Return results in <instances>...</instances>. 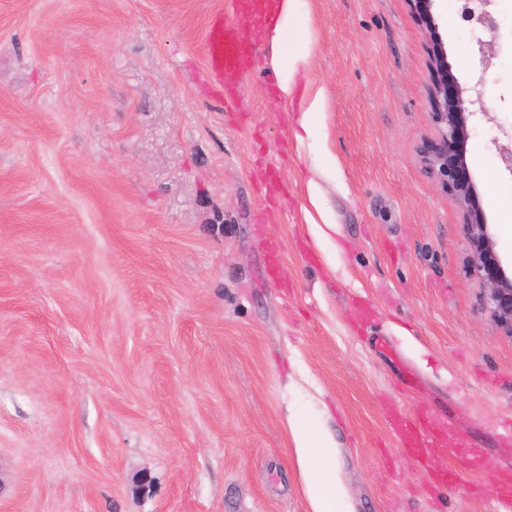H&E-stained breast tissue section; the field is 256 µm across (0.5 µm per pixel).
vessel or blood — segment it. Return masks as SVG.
<instances>
[{
	"label": "vessel or blood",
	"instance_id": "vessel-or-blood-1",
	"mask_svg": "<svg viewBox=\"0 0 512 512\" xmlns=\"http://www.w3.org/2000/svg\"><path fill=\"white\" fill-rule=\"evenodd\" d=\"M251 11L260 14L267 24L274 23L278 16L273 0H227L224 15L215 16L208 25L204 36L205 56L215 78H222L229 70L248 71L247 61L255 48L241 41L239 27ZM391 425L405 452L426 463L432 462L448 440L445 428L405 413L393 415Z\"/></svg>",
	"mask_w": 512,
	"mask_h": 512
}]
</instances>
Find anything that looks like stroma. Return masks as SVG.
I'll list each match as a JSON object with an SVG mask.
<instances>
[{"label":"stroma","mask_w":512,"mask_h":512,"mask_svg":"<svg viewBox=\"0 0 512 512\" xmlns=\"http://www.w3.org/2000/svg\"><path fill=\"white\" fill-rule=\"evenodd\" d=\"M462 6L435 0L431 32L409 0H303L286 98L263 27L251 75L211 79L224 0H0V512H312L297 402L351 512H496L512 336L422 164L433 42L467 87L497 39L460 152L512 265V0L493 32ZM395 408L448 426L459 485L403 455Z\"/></svg>","instance_id":"obj_1"}]
</instances>
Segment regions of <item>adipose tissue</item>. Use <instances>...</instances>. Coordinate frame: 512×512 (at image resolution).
<instances>
[{
	"instance_id": "obj_1",
	"label": "adipose tissue",
	"mask_w": 512,
	"mask_h": 512,
	"mask_svg": "<svg viewBox=\"0 0 512 512\" xmlns=\"http://www.w3.org/2000/svg\"><path fill=\"white\" fill-rule=\"evenodd\" d=\"M301 0H279L281 24L270 36V52L265 63L280 78L283 95H291L294 79L308 60L307 50L290 53L280 47L284 25L290 24L299 13ZM305 411L293 406L288 410V426L292 432L299 463L306 478V488L312 512H349L345 499L326 486L324 471L334 463L336 443L329 432H310L304 427Z\"/></svg>"
}]
</instances>
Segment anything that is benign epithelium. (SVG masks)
Here are the masks:
<instances>
[{"instance_id": "7a95c632", "label": "benign epithelium", "mask_w": 512, "mask_h": 512, "mask_svg": "<svg viewBox=\"0 0 512 512\" xmlns=\"http://www.w3.org/2000/svg\"><path fill=\"white\" fill-rule=\"evenodd\" d=\"M416 13L430 29L436 28L435 18L431 12L433 0H411ZM492 0H465V12L468 18L489 29L494 23L488 10ZM479 65L481 71L488 70L496 55V43L478 44ZM431 85L429 95L434 109L435 122L439 129L438 147L425 158L429 172L437 177L443 186H452L456 200L463 212L465 224L469 229L478 250L474 256V268L477 273L486 269L493 271L490 276L483 277L486 304L501 327L512 335V276L502 267L493 249V240L488 232L483 213L478 205L477 191L466 174L456 175L448 166V152L458 148L468 135L469 117L475 111L471 105H479L481 112H487L483 104L484 91L482 80L463 89L456 82H449V65L444 45L438 43L433 49L431 59ZM469 92L475 98L464 99L463 93Z\"/></svg>"}]
</instances>
